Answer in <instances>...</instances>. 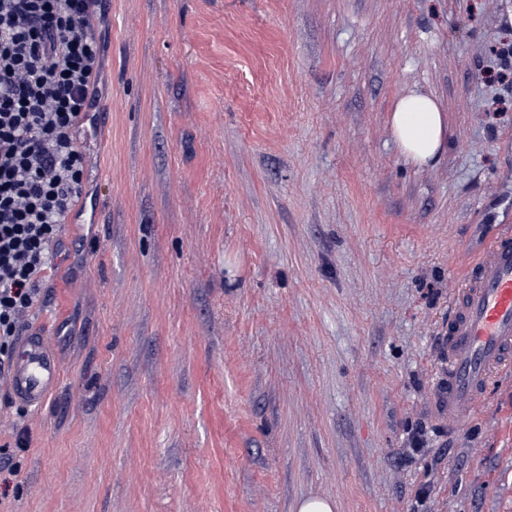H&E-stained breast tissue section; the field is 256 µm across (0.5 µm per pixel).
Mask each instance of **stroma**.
Listing matches in <instances>:
<instances>
[{"instance_id": "35a3bbf8", "label": "stroma", "mask_w": 512, "mask_h": 512, "mask_svg": "<svg viewBox=\"0 0 512 512\" xmlns=\"http://www.w3.org/2000/svg\"><path fill=\"white\" fill-rule=\"evenodd\" d=\"M87 190L0 379V512H512V373L448 428L435 340L512 218V0H105ZM433 97L418 167L397 100ZM392 135L402 155L425 166L434 163L443 148L445 124L437 102L424 94L400 98L391 118Z\"/></svg>"}]
</instances>
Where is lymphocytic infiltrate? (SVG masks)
Listing matches in <instances>:
<instances>
[{
  "instance_id": "f902f5d3",
  "label": "lymphocytic infiltrate",
  "mask_w": 512,
  "mask_h": 512,
  "mask_svg": "<svg viewBox=\"0 0 512 512\" xmlns=\"http://www.w3.org/2000/svg\"><path fill=\"white\" fill-rule=\"evenodd\" d=\"M103 0H0V374L80 200L78 144L99 102Z\"/></svg>"
}]
</instances>
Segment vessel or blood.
Segmentation results:
<instances>
[{
    "mask_svg": "<svg viewBox=\"0 0 512 512\" xmlns=\"http://www.w3.org/2000/svg\"><path fill=\"white\" fill-rule=\"evenodd\" d=\"M436 382L449 427L478 410L489 385L512 370V225H499L460 279L436 347ZM61 379L45 336H22L9 384L15 398L38 408Z\"/></svg>",
    "mask_w": 512,
    "mask_h": 512,
    "instance_id": "b4317fda",
    "label": "vessel or blood"
}]
</instances>
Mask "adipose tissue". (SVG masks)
Wrapping results in <instances>:
<instances>
[{
    "mask_svg": "<svg viewBox=\"0 0 512 512\" xmlns=\"http://www.w3.org/2000/svg\"><path fill=\"white\" fill-rule=\"evenodd\" d=\"M392 135L402 155L425 166L434 163L443 148L445 124L437 102L424 94L400 98L391 118Z\"/></svg>",
    "mask_w": 512,
    "mask_h": 512,
    "instance_id": "obj_1",
    "label": "adipose tissue"
}]
</instances>
